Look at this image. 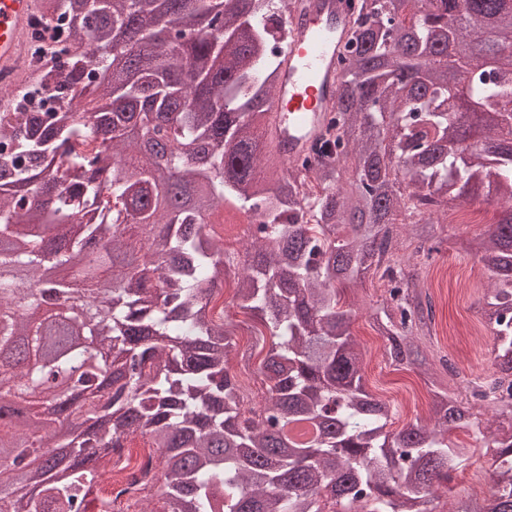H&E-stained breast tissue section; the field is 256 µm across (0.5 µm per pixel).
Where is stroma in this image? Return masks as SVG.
<instances>
[{"label":"stroma","instance_id":"stroma-1","mask_svg":"<svg viewBox=\"0 0 512 512\" xmlns=\"http://www.w3.org/2000/svg\"><path fill=\"white\" fill-rule=\"evenodd\" d=\"M470 207L480 210V223L444 225L438 253L433 254L419 270L421 283L435 304L434 324L429 336L423 337L422 342L434 363L447 351H455L458 357L457 373L443 378L449 392L454 394L459 391L461 378L485 373L487 364L495 358L494 340L481 332L479 310L484 303L486 286L470 281L469 267L473 259L465 251L462 241L483 232L485 225L495 222L501 208L497 199L484 196L472 201ZM382 292L383 284L375 276L366 278L347 291L348 296L356 301L352 333L368 348L366 387L370 393L396 405L405 396L425 401L428 387L423 374L416 370H394L383 355L380 338L371 327V314ZM452 438L467 449L464 466L453 472L448 482V494L453 497L471 488V473L475 467H489L495 449L477 441L472 430L467 428L454 430Z\"/></svg>","mask_w":512,"mask_h":512}]
</instances>
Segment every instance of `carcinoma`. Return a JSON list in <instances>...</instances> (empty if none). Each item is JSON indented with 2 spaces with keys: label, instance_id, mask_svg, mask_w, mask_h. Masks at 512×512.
<instances>
[{
  "label": "carcinoma",
  "instance_id": "carcinoma-1",
  "mask_svg": "<svg viewBox=\"0 0 512 512\" xmlns=\"http://www.w3.org/2000/svg\"><path fill=\"white\" fill-rule=\"evenodd\" d=\"M295 0H38L65 22L56 56L0 112V501L11 512H123L90 499L101 461L140 435L159 452L137 483L162 482L166 512H512V212L471 243L492 282L482 307L495 370L467 396L436 386L428 420L390 430L395 405L366 389L352 309L338 285L386 282L373 328L395 369L425 365L432 322L415 259L478 189L512 209V62L459 59L476 109L460 104L448 45L512 39V0H358L336 66V159L285 164L261 146ZM465 14L464 28L449 21ZM53 101L38 111L41 96ZM211 221L205 223L201 214ZM257 218L224 248V214ZM412 259H395L397 226ZM167 252L162 267L154 251ZM71 274L45 277L47 265ZM43 287L28 294L25 281ZM90 296L71 302L80 284ZM256 321L253 348L215 311L225 281ZM58 302L54 321L15 309ZM266 386L245 401L234 357ZM112 367V386L101 372ZM53 410L23 446L35 398ZM492 408L495 491L437 504L465 448L470 400ZM75 432L57 466V418Z\"/></svg>",
  "mask_w": 512,
  "mask_h": 512
}]
</instances>
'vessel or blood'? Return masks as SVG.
Returning <instances> with one entry per match:
<instances>
[{
	"mask_svg": "<svg viewBox=\"0 0 512 512\" xmlns=\"http://www.w3.org/2000/svg\"><path fill=\"white\" fill-rule=\"evenodd\" d=\"M37 0H0V83L18 86L29 58L27 41ZM282 81L265 131L267 145L294 161L321 138L336 102V60L350 35V22L336 0H315L305 17L289 20Z\"/></svg>",
	"mask_w": 512,
	"mask_h": 512,
	"instance_id": "obj_1",
	"label": "vessel or blood"
}]
</instances>
